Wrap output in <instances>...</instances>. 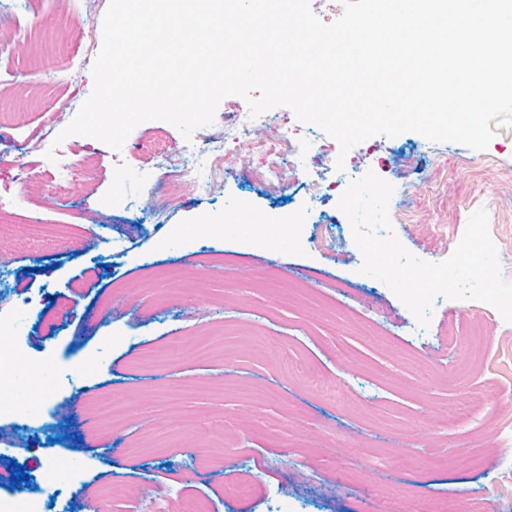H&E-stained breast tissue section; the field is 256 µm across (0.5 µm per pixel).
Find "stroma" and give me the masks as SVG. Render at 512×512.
I'll list each match as a JSON object with an SVG mask.
<instances>
[{"mask_svg":"<svg viewBox=\"0 0 512 512\" xmlns=\"http://www.w3.org/2000/svg\"><path fill=\"white\" fill-rule=\"evenodd\" d=\"M109 0H98L92 36L74 30V0H0V56L11 81L0 92L15 119L0 126V198L27 191L25 216L38 212L46 187L20 185L38 164L64 185L63 208L84 218L54 224L57 244L29 247L24 219L0 265V302L12 310L17 362H50L57 389L39 415L0 416V498L22 491L45 512H148L152 493L184 498L210 512H424L448 499L469 512H512V322L484 302L436 296L428 326L382 281L362 274L363 255L338 202L367 172L393 187L392 232L414 256L439 262L455 250L472 213L486 209L502 273L512 281V128L488 148L433 143L415 132L374 136L338 160V142L298 121L285 106L271 119L297 127L308 143L269 194L250 180L262 168V136L224 162L217 190L175 203L163 221L128 209L155 180L164 157L147 145L155 121L139 124L121 150L87 136H64L93 90L52 71L71 56L96 58ZM71 149L72 169L51 163L56 137ZM266 218H290L302 236L267 245L261 230L200 239L199 223H221L238 206ZM330 224L344 244L314 242ZM182 238L169 240L170 227ZM178 269L185 295L166 298L162 270ZM90 284L71 296L69 284ZM125 288L123 303L112 291ZM68 311H60L61 302ZM480 322L477 351L448 348L443 332ZM335 387L329 397L291 372L295 363ZM471 396L469 415L449 405ZM105 395L126 401L115 422L95 418ZM70 411V424L60 416ZM70 475L43 473L56 454ZM29 479L4 483L9 461ZM247 482L244 498L226 497Z\"/></svg>","mask_w":512,"mask_h":512,"instance_id":"stroma-1","label":"stroma"}]
</instances>
